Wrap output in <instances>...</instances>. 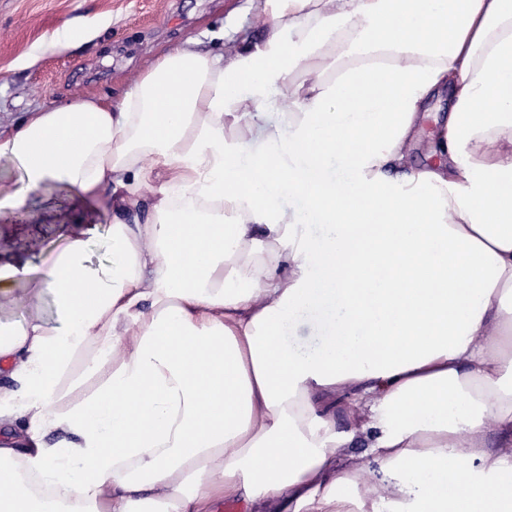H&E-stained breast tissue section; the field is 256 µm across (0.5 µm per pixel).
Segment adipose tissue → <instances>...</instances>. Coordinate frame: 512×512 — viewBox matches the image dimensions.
Instances as JSON below:
<instances>
[{"mask_svg": "<svg viewBox=\"0 0 512 512\" xmlns=\"http://www.w3.org/2000/svg\"><path fill=\"white\" fill-rule=\"evenodd\" d=\"M264 12L267 39L233 57L186 40L117 95L34 108L0 135L21 174L0 213L62 185L107 219L110 253L88 266L89 226L39 267L0 263V285L25 279L28 301L56 307L0 321V512H214L230 496L350 512L360 471L338 466L347 437L323 404L339 392L386 475L373 495L403 512H512V0ZM447 87L438 161L410 167L421 107ZM269 109L282 117L271 149ZM348 140L346 177L329 179L323 146ZM345 190L351 214L335 202ZM283 195L326 234L309 238ZM338 253L360 262L358 281L321 278ZM322 306L321 349L288 348L289 325ZM358 318L388 342L355 335ZM78 360L112 373L65 407ZM491 427L503 451L485 449Z\"/></svg>", "mask_w": 512, "mask_h": 512, "instance_id": "1", "label": "adipose tissue"}]
</instances>
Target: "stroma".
<instances>
[{
    "mask_svg": "<svg viewBox=\"0 0 512 512\" xmlns=\"http://www.w3.org/2000/svg\"><path fill=\"white\" fill-rule=\"evenodd\" d=\"M259 7L258 0H0V131L39 106L119 93L132 73L185 39L228 51L244 38L263 42ZM67 24L97 36L25 65L33 47ZM79 216L64 190L29 193L22 208L0 216V261L39 265Z\"/></svg>",
    "mask_w": 512,
    "mask_h": 512,
    "instance_id": "stroma-1",
    "label": "stroma"
}]
</instances>
